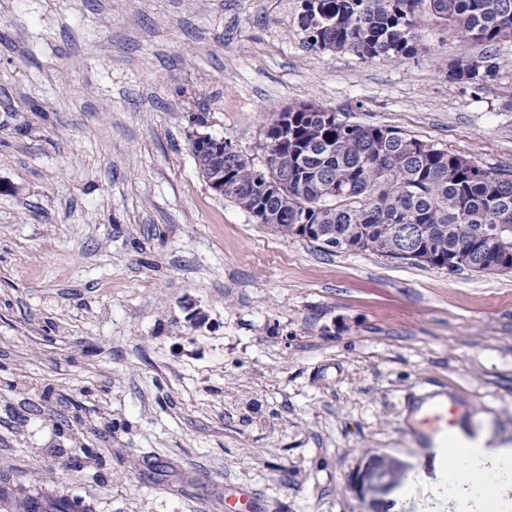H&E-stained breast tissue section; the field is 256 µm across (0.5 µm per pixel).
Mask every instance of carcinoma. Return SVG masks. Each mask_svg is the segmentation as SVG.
Listing matches in <instances>:
<instances>
[{"label": "carcinoma", "instance_id": "carcinoma-1", "mask_svg": "<svg viewBox=\"0 0 512 512\" xmlns=\"http://www.w3.org/2000/svg\"><path fill=\"white\" fill-rule=\"evenodd\" d=\"M485 51L451 64L478 87L499 69L493 50L512 41V0H302L311 50L400 63L420 50L417 17ZM266 165L224 151V198L295 236L312 224L321 248L371 251L446 269L512 273V170L398 130L350 124L314 103L272 112Z\"/></svg>", "mask_w": 512, "mask_h": 512}]
</instances>
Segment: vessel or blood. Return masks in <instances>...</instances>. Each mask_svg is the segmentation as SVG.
<instances>
[{"label": "vessel or blood", "mask_w": 512, "mask_h": 512, "mask_svg": "<svg viewBox=\"0 0 512 512\" xmlns=\"http://www.w3.org/2000/svg\"><path fill=\"white\" fill-rule=\"evenodd\" d=\"M465 423L459 397L449 393L421 400L413 409L415 433L434 448L451 445L469 450L472 443L463 435Z\"/></svg>", "instance_id": "vessel-or-blood-1"}]
</instances>
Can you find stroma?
I'll list each match as a JSON object with an SVG mask.
<instances>
[{"label": "stroma", "mask_w": 512, "mask_h": 512, "mask_svg": "<svg viewBox=\"0 0 512 512\" xmlns=\"http://www.w3.org/2000/svg\"><path fill=\"white\" fill-rule=\"evenodd\" d=\"M300 0H0V512H422L420 399L512 447V273L281 235L216 196L198 129L256 164L313 102L512 169V42L420 17L395 64L308 50ZM426 480L406 493L401 474Z\"/></svg>", "instance_id": "obj_1"}]
</instances>
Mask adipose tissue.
<instances>
[{
  "mask_svg": "<svg viewBox=\"0 0 512 512\" xmlns=\"http://www.w3.org/2000/svg\"><path fill=\"white\" fill-rule=\"evenodd\" d=\"M436 466L441 490L424 512H512V448L448 447Z\"/></svg>",
  "mask_w": 512,
  "mask_h": 512,
  "instance_id": "obj_1",
  "label": "adipose tissue"
}]
</instances>
